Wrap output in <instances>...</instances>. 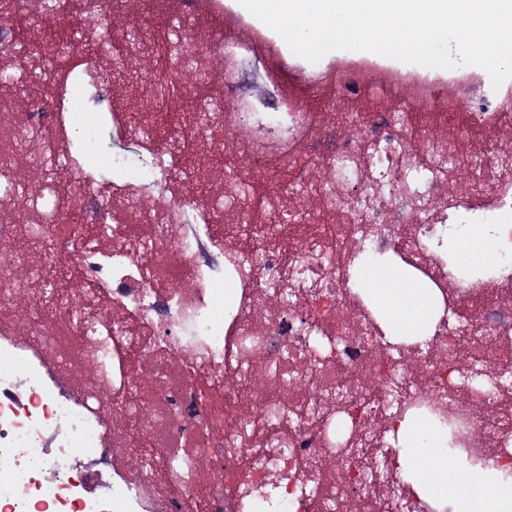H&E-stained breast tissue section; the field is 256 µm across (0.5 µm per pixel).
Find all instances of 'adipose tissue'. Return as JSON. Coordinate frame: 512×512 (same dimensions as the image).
I'll use <instances>...</instances> for the list:
<instances>
[{"label": "adipose tissue", "mask_w": 512, "mask_h": 512, "mask_svg": "<svg viewBox=\"0 0 512 512\" xmlns=\"http://www.w3.org/2000/svg\"><path fill=\"white\" fill-rule=\"evenodd\" d=\"M369 297L385 327L396 330L397 341L420 343L432 336L441 298L428 281L397 270ZM390 435L397 468L415 499L436 503L440 512H512V470L449 454L445 427L408 416L395 420Z\"/></svg>", "instance_id": "adipose-tissue-1"}]
</instances>
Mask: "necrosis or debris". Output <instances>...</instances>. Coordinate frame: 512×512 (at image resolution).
Segmentation results:
<instances>
[{
  "label": "necrosis or debris",
  "instance_id": "4bbe7bcc",
  "mask_svg": "<svg viewBox=\"0 0 512 512\" xmlns=\"http://www.w3.org/2000/svg\"><path fill=\"white\" fill-rule=\"evenodd\" d=\"M152 38L160 65L141 83L145 99L210 119L179 142H153L142 194L167 188L183 142L198 139L217 151L242 144L251 166L224 176L252 183L263 140L243 113L168 81V67L200 68L199 52L165 30ZM367 90L364 74L348 68L336 85L345 106L330 123L302 105L289 113L283 176L268 179V206L290 194L317 207L288 225L258 223L250 195L234 189L99 208L95 185L121 189L130 162L84 173L98 145L95 118L69 122L62 158L49 135L59 112L0 114V137L38 143L30 163L41 170L27 182L0 163V304L40 279L20 277L32 254L14 245L35 226L43 268L68 255L89 289L78 304L53 299L43 319L0 321V512H435L408 494L385 445L390 420L408 413L447 425L453 451L474 462L512 461V94L458 82L468 120L440 136L438 106L419 114L396 99L367 111ZM480 132L488 141L476 150ZM61 158L81 172L64 195L51 174ZM25 211L38 223H26ZM221 213L234 221L215 240L211 221ZM95 224L110 225L109 243L93 235ZM474 224L501 240L489 276L461 275L447 260V239ZM204 237L223 251L221 267L194 263ZM383 258L441 293L444 314L425 346L391 342L352 284L354 268ZM63 326L80 361L111 377V395L53 374ZM21 330L28 343L17 340ZM137 367L152 380L133 397ZM475 367L500 398L493 412L462 403L475 394ZM108 412L121 427L106 429ZM203 454L220 481L200 479ZM66 458L106 476L103 493L89 494ZM133 458L143 468L126 469Z\"/></svg>",
  "mask_w": 512,
  "mask_h": 512
}]
</instances>
